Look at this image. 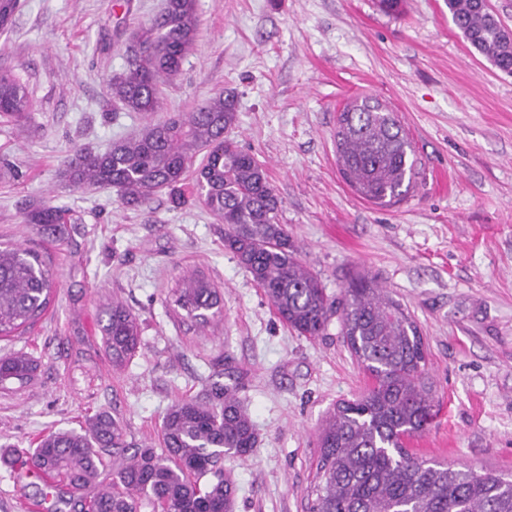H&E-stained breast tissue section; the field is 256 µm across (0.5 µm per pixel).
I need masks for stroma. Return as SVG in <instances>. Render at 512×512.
Listing matches in <instances>:
<instances>
[{"label": "stroma", "instance_id": "obj_1", "mask_svg": "<svg viewBox=\"0 0 512 512\" xmlns=\"http://www.w3.org/2000/svg\"><path fill=\"white\" fill-rule=\"evenodd\" d=\"M21 3L0 34V71L27 86L34 111L26 131L0 123V243L40 252L57 288L33 326L0 338V357L40 364L28 383L0 385V446L33 447L102 410L127 441L156 446L168 407L218 380L259 434L248 460H224L234 512H309L322 425L367 385L339 317L315 339L283 324L191 185L181 206L163 191L127 207L58 175L72 147L102 150L141 127L106 80L126 70L132 34L163 0ZM199 16L164 111L235 92L229 136L265 166L299 259L333 298L370 274L419 329L438 413L409 450L511 474L512 75L466 41L448 0H401L393 13L379 0H199ZM362 96L397 113L415 150L420 174L392 206L361 198L339 170L336 117ZM42 203L67 210L64 241L24 223ZM190 275L222 293V316L201 325L174 304ZM116 300L142 329L119 369L102 331ZM38 494L0 465V512H29Z\"/></svg>", "mask_w": 512, "mask_h": 512}]
</instances>
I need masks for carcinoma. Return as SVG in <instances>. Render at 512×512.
I'll list each match as a JSON object with an SVG mask.
<instances>
[{"label":"carcinoma","mask_w":512,"mask_h":512,"mask_svg":"<svg viewBox=\"0 0 512 512\" xmlns=\"http://www.w3.org/2000/svg\"><path fill=\"white\" fill-rule=\"evenodd\" d=\"M21 0H0V29ZM448 12L470 44L499 70L512 73V44L474 0H448ZM196 0H166L140 26L128 69L109 79L112 100L144 117L139 132L103 152L74 148L60 175L77 186L108 187L138 207L167 189L184 203L187 179L213 217L224 224V249L263 289L279 320L299 335L326 331L333 310L371 386L339 403L319 435L315 499L309 512H512V477L455 469L409 453L405 440L436 416L427 376L426 348L402 303L367 273L354 276L329 298L320 278L297 258L281 200L263 164L224 133L236 120L234 95L222 92L194 110H162V86L198 43ZM33 110L28 88L0 73V120L18 129ZM340 172L363 199L387 206L403 200L416 176V158L397 114L369 97L340 112L336 127ZM201 161H196L197 155ZM24 223L43 237L64 238L65 213L52 205L30 207ZM54 282L45 259L30 248L0 246V337L32 326L46 311ZM177 306L202 323L221 315L223 299L203 280L186 278ZM103 327L112 362L122 365L140 346V326L120 301ZM34 359L17 353L0 359V383L27 380ZM257 444L251 418L229 385L214 382L196 397L179 399L161 425V447L129 445L119 422L105 412L80 430L53 431L25 450L20 467L44 480L48 512H233L234 482L218 463L246 458ZM70 498H65V494Z\"/></svg>","instance_id":"1"}]
</instances>
